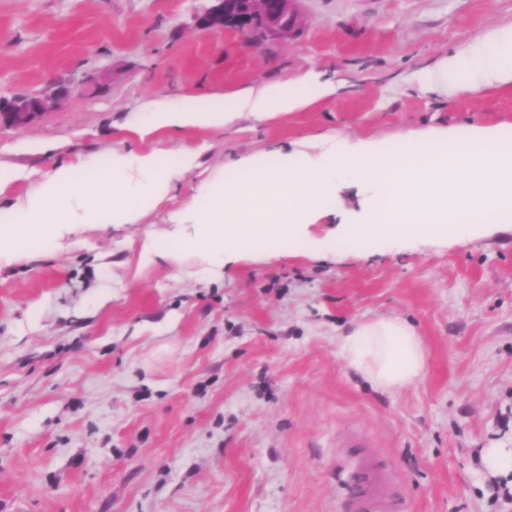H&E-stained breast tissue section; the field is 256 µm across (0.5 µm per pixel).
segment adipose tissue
I'll return each mask as SVG.
<instances>
[{
    "mask_svg": "<svg viewBox=\"0 0 512 512\" xmlns=\"http://www.w3.org/2000/svg\"><path fill=\"white\" fill-rule=\"evenodd\" d=\"M481 72L500 84H512V29L494 34L468 55L441 62L436 78L469 93L477 91L469 75ZM331 83L305 75L268 83L224 100L182 98L160 102L146 113L145 131L221 126L238 112L271 120L332 94ZM173 170L162 169L152 153L114 151L86 160L82 167L62 163L18 205L5 209L0 224V254L24 253L54 237L63 224H131L153 209L173 188ZM348 366L374 389L394 392L416 383L426 367L422 337L405 319L381 317L354 323L344 337Z\"/></svg>",
    "mask_w": 512,
    "mask_h": 512,
    "instance_id": "adipose-tissue-1",
    "label": "adipose tissue"
}]
</instances>
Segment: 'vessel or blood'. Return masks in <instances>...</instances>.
<instances>
[{"mask_svg": "<svg viewBox=\"0 0 512 512\" xmlns=\"http://www.w3.org/2000/svg\"><path fill=\"white\" fill-rule=\"evenodd\" d=\"M358 454L354 468L345 474L343 488L349 512H411V505L393 473L364 450V440L350 438Z\"/></svg>", "mask_w": 512, "mask_h": 512, "instance_id": "1", "label": "vessel or blood"}]
</instances>
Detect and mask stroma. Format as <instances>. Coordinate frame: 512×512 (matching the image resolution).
Here are the masks:
<instances>
[{
	"label": "stroma",
	"instance_id": "obj_1",
	"mask_svg": "<svg viewBox=\"0 0 512 512\" xmlns=\"http://www.w3.org/2000/svg\"><path fill=\"white\" fill-rule=\"evenodd\" d=\"M208 0H0V96L41 95L40 119L0 129V166L25 197L63 162L156 152L183 172L132 224H67L0 256V512H336L346 431L402 478L414 512H512V223L459 242L315 254L370 198L353 185L300 242L222 266L170 257L171 223L240 159L321 135L396 145L495 126L512 136V84L424 90L422 72L512 26V0H299L300 33L254 45L199 29ZM313 72L334 94L270 121L160 130L135 123L170 97L232 96ZM91 74L81 94L57 97ZM408 320L423 377L373 389L341 338ZM484 461L493 472L508 473L512 471V448H486L484 449Z\"/></svg>",
	"mask_w": 512,
	"mask_h": 512
}]
</instances>
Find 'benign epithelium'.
<instances>
[{
  "label": "benign epithelium",
  "mask_w": 512,
  "mask_h": 512,
  "mask_svg": "<svg viewBox=\"0 0 512 512\" xmlns=\"http://www.w3.org/2000/svg\"><path fill=\"white\" fill-rule=\"evenodd\" d=\"M297 0H210L197 14L198 27L207 31L235 30L253 43L300 30ZM42 96L0 97V129L31 122L49 107Z\"/></svg>",
  "instance_id": "1"
}]
</instances>
